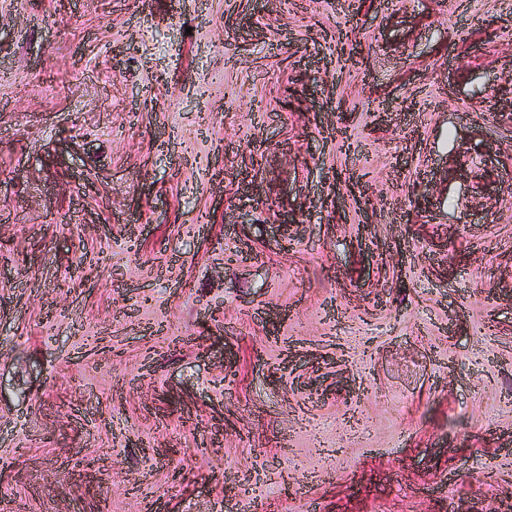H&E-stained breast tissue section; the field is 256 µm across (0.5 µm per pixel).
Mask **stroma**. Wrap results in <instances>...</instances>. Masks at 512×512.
Wrapping results in <instances>:
<instances>
[{"label": "stroma", "instance_id": "obj_1", "mask_svg": "<svg viewBox=\"0 0 512 512\" xmlns=\"http://www.w3.org/2000/svg\"><path fill=\"white\" fill-rule=\"evenodd\" d=\"M512 0H0V512L512 507Z\"/></svg>", "mask_w": 512, "mask_h": 512}]
</instances>
